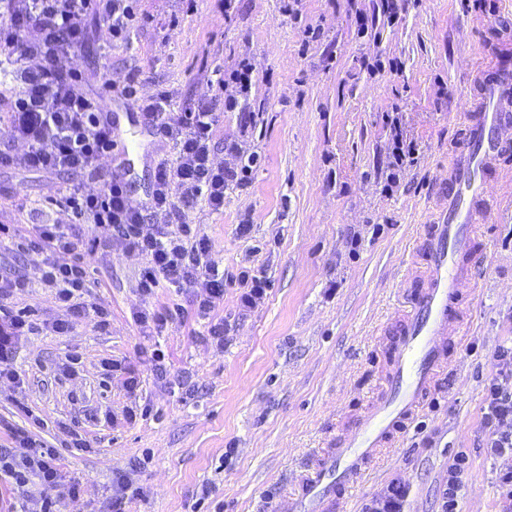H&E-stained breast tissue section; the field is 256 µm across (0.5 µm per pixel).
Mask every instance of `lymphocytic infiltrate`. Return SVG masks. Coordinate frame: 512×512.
<instances>
[{
  "label": "lymphocytic infiltrate",
  "mask_w": 512,
  "mask_h": 512,
  "mask_svg": "<svg viewBox=\"0 0 512 512\" xmlns=\"http://www.w3.org/2000/svg\"><path fill=\"white\" fill-rule=\"evenodd\" d=\"M140 14V0H0V67L8 72L5 126L10 138L25 146L16 154L1 150V167L100 174V161L111 154L115 142L109 112L114 92L172 150L171 157L157 163L144 206H133L128 188L113 175L95 191L65 183L54 203L67 213L69 223L31 224L21 230L4 224L0 237L13 236L18 248L45 253L39 284L53 292L66 313L51 323L54 333H67L72 317L93 318L100 332L110 326V307L87 298L91 250L74 227L88 224L98 235L145 258L138 281L142 297L153 298L161 288L191 291L190 308L206 323L205 341L220 348L227 326L215 307L224 295V275L208 239L197 225L185 221L184 212L200 204L214 212L223 210L225 188L244 184L259 159L258 153H245L234 144L229 152L241 163L228 167L216 162L214 151L218 113L234 110L239 99L249 96L256 84L255 68L242 61L224 69L218 81L224 95L217 102L178 106L166 90L143 95L136 70L122 81H106L105 93L88 95L82 72L71 66V58L92 37L103 53L128 46ZM62 254L72 255V262H59ZM29 286L19 274L0 277V359L34 329L26 312L14 313L4 306ZM497 360L498 373L486 387L482 409L485 447L494 456L512 455V346L502 347ZM9 439V446L0 448V477L21 487L62 489L61 498L42 499L39 512H61L62 498L79 496V483L64 479L57 446L24 428L11 429Z\"/></svg>",
  "instance_id": "obj_1"
}]
</instances>
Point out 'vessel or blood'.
Segmentation results:
<instances>
[{"instance_id":"obj_1","label":"vessel or blood","mask_w":512,"mask_h":512,"mask_svg":"<svg viewBox=\"0 0 512 512\" xmlns=\"http://www.w3.org/2000/svg\"><path fill=\"white\" fill-rule=\"evenodd\" d=\"M467 145L448 168V195L441 198L424 260L427 277L391 349L388 389L357 427L306 474L288 512H331L340 486L357 478L416 409L445 360L452 300L461 284L459 258L475 225L493 208L484 194L486 177L512 141V62L492 56L480 64L466 109Z\"/></svg>"}]
</instances>
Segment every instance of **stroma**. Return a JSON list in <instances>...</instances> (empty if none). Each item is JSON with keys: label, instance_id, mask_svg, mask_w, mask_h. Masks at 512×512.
<instances>
[{"label": "stroma", "instance_id": "35a3bbf8", "mask_svg": "<svg viewBox=\"0 0 512 512\" xmlns=\"http://www.w3.org/2000/svg\"><path fill=\"white\" fill-rule=\"evenodd\" d=\"M300 18L284 0H236L225 18L218 0H141L144 20L130 47L100 56L87 43L73 63L89 94L106 80L140 70L143 90L166 88L176 102L218 95L213 72L250 59L257 85L239 110L220 116L217 161L226 145L245 141L260 160L247 184L228 187L222 213H186L222 261L226 286L216 311L231 331L223 350L203 342L193 317L148 336L134 315L145 260L119 242L90 258L93 294L112 309L107 333L76 319L59 335L49 322L65 312L44 288L9 300L34 310L36 329L1 368L22 381L0 380V448L8 426L44 423L40 435L57 444L78 424L92 448L63 452L66 476L79 480L78 498L64 512H99L112 494V473L129 472L144 498L129 512H276L301 474L380 396L390 349L420 286L426 232L448 162L465 142L460 116L472 70L497 38L512 0H400L394 20L381 0H302ZM320 26V39L306 38ZM367 35H360V27ZM397 113L419 149L393 189L387 116ZM130 198L147 202L158 160L169 147L125 121ZM487 190L509 199L498 223L480 224L464 266L471 278L459 307L462 334L448 336V365L416 414L357 482L342 490V512H366L391 486L406 490L402 512H441L440 494L458 452L472 465L459 492L460 512H506L499 483L512 456L486 453L481 426L485 387L496 375L495 354L512 344V152ZM64 174L0 168V225L66 223L54 205ZM249 223L247 234L238 226ZM248 269L268 288L254 308H240L235 280ZM160 350L178 388L158 378L142 349ZM77 356L73 375L62 367ZM134 366L136 392L123 376L104 379L101 363ZM137 404L146 417L127 422ZM212 492L198 502L202 486Z\"/></svg>", "mask_w": 512, "mask_h": 512}]
</instances>
